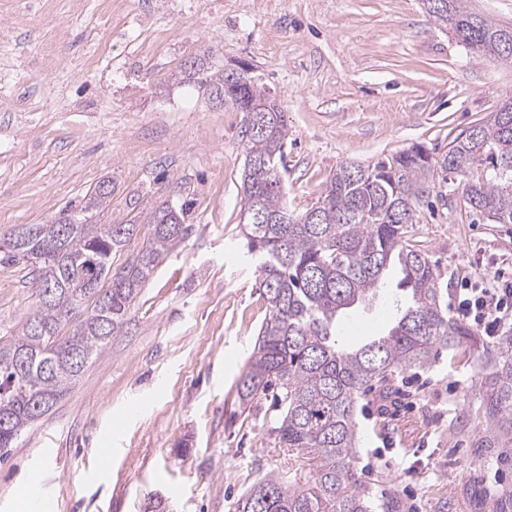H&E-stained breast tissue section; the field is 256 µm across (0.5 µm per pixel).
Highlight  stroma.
Instances as JSON below:
<instances>
[{
  "label": "stroma",
  "mask_w": 512,
  "mask_h": 512,
  "mask_svg": "<svg viewBox=\"0 0 512 512\" xmlns=\"http://www.w3.org/2000/svg\"><path fill=\"white\" fill-rule=\"evenodd\" d=\"M249 63L286 115V204L301 213L342 163L414 144L447 151L512 97V66L465 48L421 0H0V241L43 224L112 180L103 224L139 231L160 205L190 230L144 284L122 336L0 463V512H20L47 471L48 512H233L264 473L310 482L309 455L268 433L271 397L239 411L237 381L268 314L240 235L243 114L175 84L184 63ZM456 292L512 277V224L471 223L449 181L412 229ZM388 272L349 312L348 344L381 334L404 294ZM39 280L0 264V343L20 334ZM399 390L358 410L357 468L411 512H512V447L489 448L475 349H441Z\"/></svg>",
  "instance_id": "35a3bbf8"
}]
</instances>
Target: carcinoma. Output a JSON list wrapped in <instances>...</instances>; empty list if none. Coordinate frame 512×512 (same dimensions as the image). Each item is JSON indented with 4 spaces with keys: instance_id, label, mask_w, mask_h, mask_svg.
Here are the masks:
<instances>
[{
    "instance_id": "obj_1",
    "label": "carcinoma",
    "mask_w": 512,
    "mask_h": 512,
    "mask_svg": "<svg viewBox=\"0 0 512 512\" xmlns=\"http://www.w3.org/2000/svg\"><path fill=\"white\" fill-rule=\"evenodd\" d=\"M426 13L466 48L494 63L512 64V25L471 10L468 0H423ZM209 93L240 108L266 104L245 119L244 206L240 223L247 253L258 261L257 284L268 317L237 384L239 407L274 392L280 410L271 433L284 448L316 461L314 480L294 486L270 472L235 503V512H409L393 492L374 496L356 467L357 407L373 392L395 389L402 374L429 366L440 347L477 342L474 329L454 319L440 288L441 273L410 241V225L431 205L434 179L460 178L464 203L476 224H512V102L462 131L448 151L434 155L413 145L364 165L341 164L317 202L294 217L284 203L282 170L288 127L276 98L251 71H187ZM94 189L85 206L49 224H32L30 247L60 261L37 267L40 291L22 334L0 343V450L45 415L112 339L123 335L132 301L170 251L188 233L184 208L161 207L152 216L145 247L124 267L103 301H89L79 268L96 251L97 274L109 279L112 254L139 231L137 224H95L112 196V182ZM399 265L408 302L382 336L352 348L336 335L345 310L371 300L390 266ZM41 325L34 331L29 322ZM34 361L14 365L17 351ZM485 414L494 430L491 448L512 445V331L484 350Z\"/></svg>"
}]
</instances>
